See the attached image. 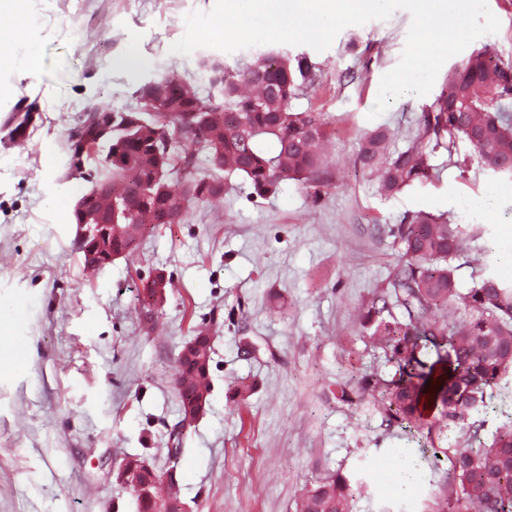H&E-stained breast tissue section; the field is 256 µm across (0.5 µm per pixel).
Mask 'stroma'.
<instances>
[{
	"mask_svg": "<svg viewBox=\"0 0 512 512\" xmlns=\"http://www.w3.org/2000/svg\"><path fill=\"white\" fill-rule=\"evenodd\" d=\"M213 5L25 0L19 15L0 17V34L25 32L16 56L40 50L37 73L0 68V117L24 100L41 114L24 145L0 142V311L14 315L25 355L22 367L0 368V512H137L113 476L130 455L174 472L177 512H296L305 485L337 471L365 483L352 512H423L445 486L439 429L387 424L361 394L360 376L384 367L361 319L397 262L391 229L419 211L466 230L460 291L490 274L512 282L500 263L512 248V178L486 169L462 139L435 154L433 181L393 196L358 168L365 132L388 128L392 146L405 147L434 100L407 93L370 115L404 49L408 12L346 27L321 52L291 49L316 75L294 109L327 122L320 200L291 182L252 201L235 176L179 223L140 230L131 254L94 280L82 275L72 205L86 183L66 173L68 132L88 104L133 106L140 85L171 72L207 96L201 59L252 63L261 46L172 52L185 16ZM487 196L492 210L477 209ZM158 270L169 283L148 321L142 288ZM203 328L211 392L183 428L176 359ZM402 469L416 474L406 494L395 482Z\"/></svg>",
	"mask_w": 512,
	"mask_h": 512,
	"instance_id": "1",
	"label": "stroma"
}]
</instances>
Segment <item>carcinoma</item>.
I'll return each mask as SVG.
<instances>
[{
    "instance_id": "cac0c4a2",
    "label": "carcinoma",
    "mask_w": 512,
    "mask_h": 512,
    "mask_svg": "<svg viewBox=\"0 0 512 512\" xmlns=\"http://www.w3.org/2000/svg\"><path fill=\"white\" fill-rule=\"evenodd\" d=\"M509 63L493 59L487 49L473 52L461 67H452L440 93L422 112L420 132L403 149H389L385 128L359 141L356 163L379 175L378 191L393 196L416 183L431 180V158L441 148L453 152L463 138L482 163L496 174L512 176V95L495 78ZM208 82L222 98L190 95L176 74L142 84L136 105L112 119V146L95 163L96 178L85 191L84 209L74 223L88 232L76 239L83 262L97 268L109 258L131 252L128 237L135 224H151L167 211L177 223L194 204L224 193V180L240 174L249 183L250 198H268L292 180L319 199L325 187L323 160L316 151L327 123L319 112L293 110L292 101L312 85V66L304 56L266 52L242 72L209 64ZM241 79L259 84V94L238 92ZM164 111H155V103ZM106 104L86 108L79 133L95 138ZM194 150L180 149L181 141ZM209 168L195 175L181 192L170 185L174 173L195 168L198 156ZM112 185L108 195L96 185ZM401 255L384 289L363 315L362 328L380 339L389 378L372 372L360 377L362 392L380 396L385 421L420 431L436 412L453 429L474 412L488 407L493 389L512 371V283L493 275L467 292L456 286L454 261L466 240L458 224L418 212L391 229ZM454 307L460 315L440 320L437 311ZM446 349L455 357L448 377L432 378L426 370L430 352ZM180 401L199 388L210 392V370L193 358L177 360ZM467 448L436 453L449 462L450 492L437 496L425 512H512V420L498 427L491 440L476 428ZM363 483L334 473L309 485L298 500V512H350V499Z\"/></svg>"
}]
</instances>
